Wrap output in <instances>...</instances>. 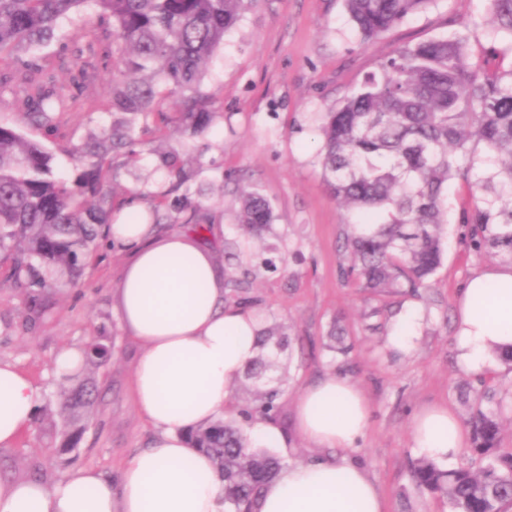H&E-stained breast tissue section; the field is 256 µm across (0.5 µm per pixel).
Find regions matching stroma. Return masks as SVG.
I'll return each mask as SVG.
<instances>
[{
  "label": "stroma",
  "mask_w": 512,
  "mask_h": 512,
  "mask_svg": "<svg viewBox=\"0 0 512 512\" xmlns=\"http://www.w3.org/2000/svg\"><path fill=\"white\" fill-rule=\"evenodd\" d=\"M490 27L484 0H434L425 12L365 43L349 22L345 0H254L206 65L204 90L217 108L206 130L189 137L176 120L177 98H168L165 109L173 121L164 138L144 146L136 164L114 165L110 175L115 202L128 201L138 190L141 204L151 208L153 196L167 193L172 183L160 166V153L185 147L190 164L203 166L191 201L223 225L228 237L236 234L238 188L259 190L271 201V232L262 240L243 241L242 252L250 261L274 244L288 255L287 266L262 271L250 290L265 323L287 324L292 339L286 410L295 414L299 392L329 375H340L363 394L371 408L367 430L356 448L336 456L366 469L381 491L385 512H449L446 502L412 484L410 465L422 456L413 442V420L436 404L465 419L459 390L475 375L459 363L455 298L494 259L469 251L458 236V220L472 198L466 180L456 178L448 185V237L432 287L417 296L387 297L380 314H371L362 292L338 275L339 234L347 212L323 182L316 131L323 112L399 47L463 32L469 36L470 60L477 64L490 45ZM102 38L95 22L84 19L65 27L62 42L44 48L56 90L82 101L81 108L58 113L52 130L26 124L19 109L21 83L0 93V123L41 141L65 178L75 168L67 145L112 121L111 114L89 109L110 92L95 54ZM125 260V252L100 246L78 285L60 293L52 313L32 327L25 323L22 294L3 281L7 265L0 262V358L14 361L43 397L59 391L56 358L63 348H85L102 333L112 338V359L96 373L102 401L78 447L66 451L48 431L24 430L10 447H0L1 482L28 480L34 462L48 487L76 468L96 470L115 482L131 457L151 446L153 430L132 391L142 344L119 319ZM410 313L414 332L405 348H396L392 334ZM336 320L352 346L342 366L327 348ZM483 377L502 406L501 446L510 449L512 370L495 359Z\"/></svg>",
  "instance_id": "stroma-1"
}]
</instances>
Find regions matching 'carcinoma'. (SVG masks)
<instances>
[{
    "mask_svg": "<svg viewBox=\"0 0 512 512\" xmlns=\"http://www.w3.org/2000/svg\"><path fill=\"white\" fill-rule=\"evenodd\" d=\"M250 0H0V54L15 57V71L0 73V88L21 78L27 85L22 112L33 125L52 129L54 113L75 108L44 75L42 49L58 39L85 6L96 7V23L111 32L101 42L110 67V96L98 109L116 115L88 141L67 152L80 167L62 178L53 153L17 128L0 124V253L11 261L5 281L25 296L26 321L55 305L57 292L75 286L85 258L112 223V191L105 168L112 153L130 161L145 136L158 137L171 121L162 108L181 99L179 120L193 135L216 112L203 90L205 64L224 45ZM435 0H345L362 40L377 39ZM495 19L493 41L512 49V0H485ZM468 36L454 34L407 44L381 60L376 71L326 113L318 126L319 162L330 194L348 217L341 229L340 278L368 293L415 294L432 286L446 239L448 182L463 176L473 206L460 220V240L472 251L512 263V68L495 60L493 47L479 66L467 63ZM161 166L185 183L180 153L160 157ZM270 200L243 190L238 235L262 239L270 232ZM236 242L226 244L230 270L225 301L241 309L259 306L248 297L251 278L287 259L275 246L244 269ZM328 348L346 356L350 346L333 322ZM258 354L244 369L242 396L224 416L187 433L189 447L205 453L224 482L227 512H259L265 486L285 467L284 457L256 446L250 437L259 419L289 437L282 397L288 391L290 336L283 324L261 326ZM112 359L111 337H96L84 351L81 370L43 408L44 418L62 419V447L75 448L97 407L93 374ZM485 380L460 390L471 431L469 464L445 468L433 459L412 464L422 494L444 500L453 512H512V451L500 448L498 408L484 409Z\"/></svg>",
    "mask_w": 512,
    "mask_h": 512,
    "instance_id": "cac0c4a2",
    "label": "carcinoma"
}]
</instances>
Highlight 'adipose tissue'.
<instances>
[{"label":"adipose tissue","mask_w":512,"mask_h":512,"mask_svg":"<svg viewBox=\"0 0 512 512\" xmlns=\"http://www.w3.org/2000/svg\"><path fill=\"white\" fill-rule=\"evenodd\" d=\"M110 225L108 245L131 249L120 282V319L143 344L132 380L136 406L153 426L150 448L136 453L119 482L78 468L53 487L0 482V512H225L224 486L209 458L189 448L187 430L224 411L234 382L257 354L255 313L224 303V272L215 242L224 227L158 234L154 225ZM461 364L483 371L512 349V264L475 273L456 301ZM40 389L14 363L0 359V446L29 428ZM368 405L347 380L330 375L303 389L296 403L299 434L320 448H351L365 433ZM416 446L453 458L463 430L451 410L436 406L413 426ZM261 512H385L366 471L323 457L288 465L264 489Z\"/></svg>","instance_id":"1"}]
</instances>
